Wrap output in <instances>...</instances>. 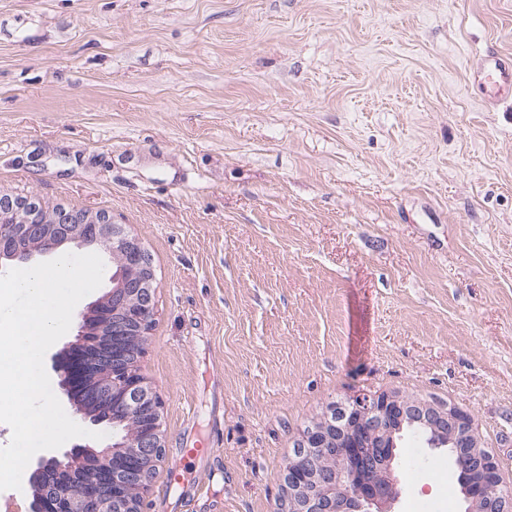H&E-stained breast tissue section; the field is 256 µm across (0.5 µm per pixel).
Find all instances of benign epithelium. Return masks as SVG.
Returning a JSON list of instances; mask_svg holds the SVG:
<instances>
[{"mask_svg": "<svg viewBox=\"0 0 512 512\" xmlns=\"http://www.w3.org/2000/svg\"><path fill=\"white\" fill-rule=\"evenodd\" d=\"M33 200L0 195V260L27 262L59 247H94L120 259L112 288L81 314L64 350L60 386L81 420L133 418L138 428L122 450L84 446L38 458L30 481V512H142L151 473L165 460L164 401L127 349L129 332L148 335L155 310L156 272L149 253L108 215L59 207L40 224L29 221ZM430 431L434 447L452 448L462 472L468 512H512L495 456L472 418L456 406L370 391L327 407L296 440L276 512H391L400 495L393 475L395 435L403 424ZM336 460L325 466L323 461Z\"/></svg>", "mask_w": 512, "mask_h": 512, "instance_id": "obj_1", "label": "benign epithelium"}]
</instances>
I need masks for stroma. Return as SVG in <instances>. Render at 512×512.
<instances>
[{"label": "stroma", "instance_id": "1", "mask_svg": "<svg viewBox=\"0 0 512 512\" xmlns=\"http://www.w3.org/2000/svg\"><path fill=\"white\" fill-rule=\"evenodd\" d=\"M490 50L512 0H0V194L107 212L156 271L144 512H274L301 430L362 390L466 411L512 489V98L468 80ZM394 473L395 512H466L446 449L405 435Z\"/></svg>", "mask_w": 512, "mask_h": 512}]
</instances>
